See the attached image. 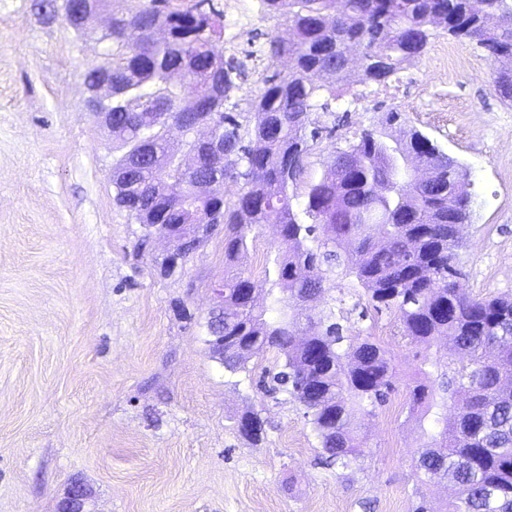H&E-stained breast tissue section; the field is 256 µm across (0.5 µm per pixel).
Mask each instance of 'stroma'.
I'll use <instances>...</instances> for the list:
<instances>
[{"mask_svg":"<svg viewBox=\"0 0 512 512\" xmlns=\"http://www.w3.org/2000/svg\"><path fill=\"white\" fill-rule=\"evenodd\" d=\"M38 2L0 0V512H60L77 482L85 512H411L412 492L453 497L450 481L415 483L408 404L421 349L354 277L328 272L305 309L334 310L346 336L371 338L390 360L388 401L357 420L367 446L355 468L325 464L304 408L266 391L275 351L234 375L212 358L206 322L224 236L172 274L159 266L167 239L138 253L144 229L113 200L123 149L86 101L85 75L106 63L107 45ZM241 9L244 34L227 30L224 44L245 65L243 105L260 85L261 47L287 26L260 18L253 0ZM361 58L352 54L330 111L311 115L325 132L305 181L398 110L468 171V291L512 297V104L494 89L496 63L442 35L384 86L361 83ZM277 248L271 227L250 243L243 265L256 287L270 288ZM249 411L264 422L256 444L238 431Z\"/></svg>","mask_w":512,"mask_h":512,"instance_id":"stroma-1","label":"stroma"}]
</instances>
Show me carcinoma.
<instances>
[{
    "mask_svg": "<svg viewBox=\"0 0 512 512\" xmlns=\"http://www.w3.org/2000/svg\"><path fill=\"white\" fill-rule=\"evenodd\" d=\"M112 14V136L125 152L112 172L113 201L139 224H184L179 245L190 254L209 239L214 213L224 229V370L235 374L257 351L283 359L271 379L305 409L327 462L348 469L363 456L356 416L383 406L393 390L386 351L345 336L329 310L303 317V300L325 291L323 266L348 268L373 303L395 307L403 335L430 349L448 337L459 361L437 354L419 369L410 418L419 434L415 475L422 483L452 476L456 497L419 499L412 512H512V297L467 294L458 267L470 196L457 188L467 170L420 131L398 134L401 113L326 163L322 178L305 186V158L319 138L310 114L327 111L348 79L344 57L366 51L360 81L385 83L421 55L439 34L467 39L512 62V0H258L260 13L284 19L292 38L269 37L263 56L272 74L251 100L249 115L226 103L245 77L244 64L224 58L213 16L200 0H129ZM163 26L168 39L153 40ZM288 59V73L275 67ZM495 90L512 102V66L497 71ZM196 96L198 116L215 120L224 142L220 164L198 160L181 168L159 129L180 122L178 100ZM129 98L140 101L128 112ZM428 173L424 186L399 175L396 153ZM180 183L165 196L166 180ZM243 183L234 202L224 182ZM277 229L274 259L282 296L251 291L240 265L248 235ZM244 414L241 435L257 443Z\"/></svg>",
    "mask_w": 512,
    "mask_h": 512,
    "instance_id": "carcinoma-1",
    "label": "carcinoma"
}]
</instances>
